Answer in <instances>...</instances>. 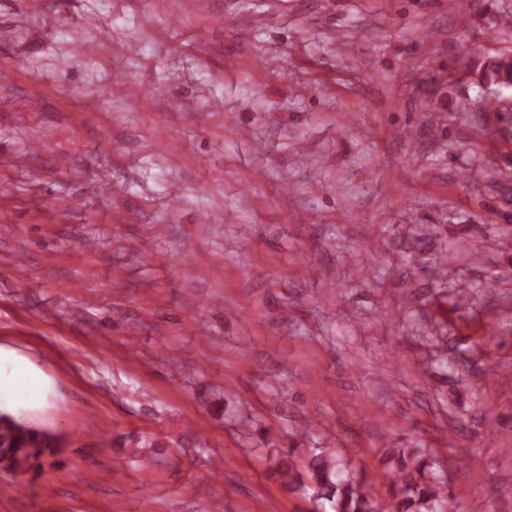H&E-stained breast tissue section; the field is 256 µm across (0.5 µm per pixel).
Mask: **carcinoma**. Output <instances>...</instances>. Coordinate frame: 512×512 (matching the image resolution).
Listing matches in <instances>:
<instances>
[{"label":"carcinoma","mask_w":512,"mask_h":512,"mask_svg":"<svg viewBox=\"0 0 512 512\" xmlns=\"http://www.w3.org/2000/svg\"><path fill=\"white\" fill-rule=\"evenodd\" d=\"M482 88L499 92L512 87V56L489 57L479 72ZM62 451L59 436L0 412V470L24 475L39 468L42 458ZM386 498L375 495L336 456L314 448L299 461L280 459L274 466L282 485L318 507L329 503L332 512H460L444 481L431 473L435 462L412 448H392L382 459ZM307 481H302L300 471Z\"/></svg>","instance_id":"1"}]
</instances>
